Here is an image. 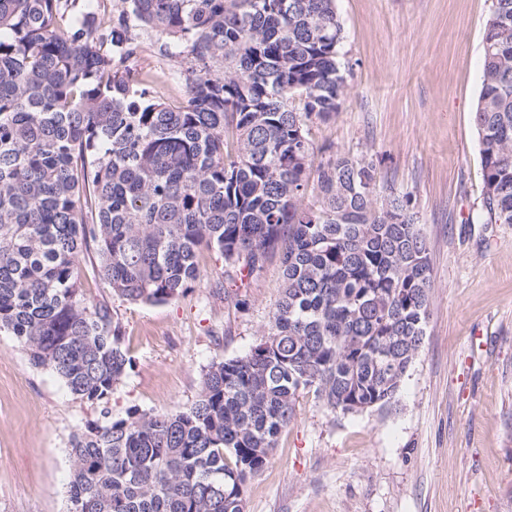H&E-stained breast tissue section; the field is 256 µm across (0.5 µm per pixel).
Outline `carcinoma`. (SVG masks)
I'll list each match as a JSON object with an SVG mask.
<instances>
[{"label":"carcinoma","instance_id":"obj_1","mask_svg":"<svg viewBox=\"0 0 512 512\" xmlns=\"http://www.w3.org/2000/svg\"><path fill=\"white\" fill-rule=\"evenodd\" d=\"M123 2L104 33L90 4L0 0V330L100 409L70 441L68 512H245L302 392L343 415L395 398L430 316L428 247L409 195L374 206L373 157L315 162L309 123L352 69L336 0ZM131 18L195 62L186 101L129 65ZM474 123L478 223L512 224V0L485 23ZM91 246L112 291L149 305L190 288L205 250L249 275L277 254L269 332L210 363L189 407L114 417L132 360L84 302Z\"/></svg>","mask_w":512,"mask_h":512}]
</instances>
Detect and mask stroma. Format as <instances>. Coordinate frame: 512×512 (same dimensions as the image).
<instances>
[{"label": "stroma", "instance_id": "1", "mask_svg": "<svg viewBox=\"0 0 512 512\" xmlns=\"http://www.w3.org/2000/svg\"><path fill=\"white\" fill-rule=\"evenodd\" d=\"M492 0H336L352 65L336 116L314 122L317 149L379 158L381 194H410L429 246L431 315L390 406L334 415L302 393L245 512H512V224H476L483 169L473 123ZM138 36L142 69L169 75L185 99L186 56ZM88 304H108L133 366L109 400L173 412L191 405L214 361L267 334L282 265L257 274L199 258V278L169 302L113 294L95 251L79 260ZM99 418L53 372L0 332V512H67L69 441Z\"/></svg>", "mask_w": 512, "mask_h": 512}]
</instances>
